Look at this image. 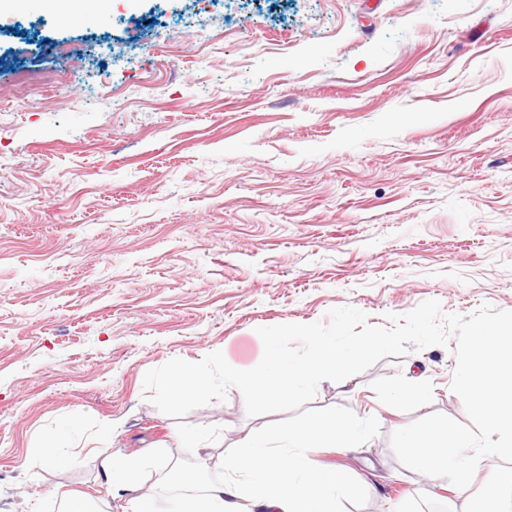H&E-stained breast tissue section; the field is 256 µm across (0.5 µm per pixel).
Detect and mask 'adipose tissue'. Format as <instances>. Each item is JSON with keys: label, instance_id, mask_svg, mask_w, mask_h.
<instances>
[{"label": "adipose tissue", "instance_id": "adipose-tissue-1", "mask_svg": "<svg viewBox=\"0 0 512 512\" xmlns=\"http://www.w3.org/2000/svg\"><path fill=\"white\" fill-rule=\"evenodd\" d=\"M288 457L271 455L267 438H252L228 449L225 461L251 476L247 487L226 482L201 483L192 471L180 474L189 497L175 502V512H335L337 499L346 489L341 472L314 467L312 448L357 449L363 443L358 422L340 421L334 426H304L287 433ZM102 469L108 484L129 497L130 512H155L150 498L140 495L143 466L122 453L107 457Z\"/></svg>", "mask_w": 512, "mask_h": 512}]
</instances>
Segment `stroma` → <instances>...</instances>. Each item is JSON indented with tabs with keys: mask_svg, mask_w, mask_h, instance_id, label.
Returning a JSON list of instances; mask_svg holds the SVG:
<instances>
[{
	"mask_svg": "<svg viewBox=\"0 0 512 512\" xmlns=\"http://www.w3.org/2000/svg\"><path fill=\"white\" fill-rule=\"evenodd\" d=\"M0 74V512H60L61 490L126 512L100 476L118 451L169 512L170 467L216 481L247 438L348 419L363 448L312 455L349 476L337 512H502L512 464L484 458L463 497L391 447L434 413L469 424L456 340L295 412L249 416L233 388L172 418L143 379L215 351L253 368L258 328L335 307L379 326L427 300L512 310V0H16ZM70 426L74 465L29 459Z\"/></svg>",
	"mask_w": 512,
	"mask_h": 512,
	"instance_id": "1",
	"label": "stroma"
}]
</instances>
